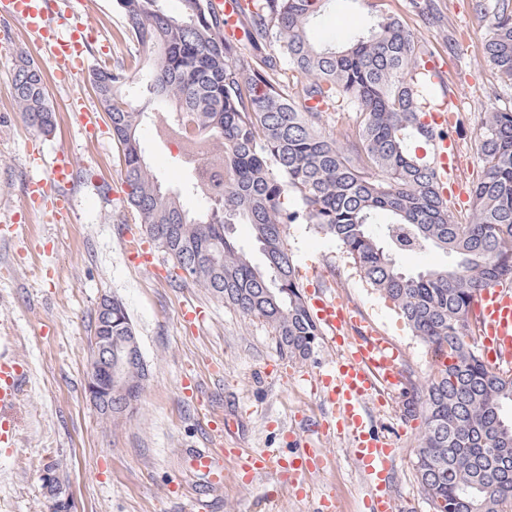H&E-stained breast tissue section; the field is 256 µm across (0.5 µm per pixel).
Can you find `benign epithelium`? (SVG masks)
I'll return each instance as SVG.
<instances>
[{"label":"benign epithelium","mask_w":512,"mask_h":512,"mask_svg":"<svg viewBox=\"0 0 512 512\" xmlns=\"http://www.w3.org/2000/svg\"><path fill=\"white\" fill-rule=\"evenodd\" d=\"M93 347L97 363L91 368L87 383L90 401L98 407L116 394L124 398L126 410H131L136 405L133 364L143 361L138 341L133 336H124L114 344L112 336L96 335Z\"/></svg>","instance_id":"benign-epithelium-1"}]
</instances>
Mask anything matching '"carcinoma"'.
Returning <instances> with one entry per match:
<instances>
[{"instance_id":"cac0c4a2","label":"carcinoma","mask_w":512,"mask_h":512,"mask_svg":"<svg viewBox=\"0 0 512 512\" xmlns=\"http://www.w3.org/2000/svg\"><path fill=\"white\" fill-rule=\"evenodd\" d=\"M247 41L272 52L254 67L224 39L212 0H116L124 41L142 48L133 63L91 73L121 146L127 202L178 268L241 314L269 325L279 353L306 360L319 343L285 229L305 224L339 244L370 288L392 303L427 345L435 369L407 401L421 417L415 476L431 512H512V374L489 364L471 335L479 291L512 277V111L494 109L477 150L473 217L452 220L433 165L435 132L420 116L437 103L422 56L429 49L400 17L317 44L314 21L332 0H252ZM489 37L484 55L512 84V0H473ZM26 125L48 133L55 113L43 74L23 59L14 73ZM172 107L169 126L186 127L196 162L182 161L190 214L145 158L154 112L136 93ZM357 114L345 143L322 132L329 111ZM249 224L264 257L254 263L232 235ZM437 250L443 265L410 271L399 257ZM133 328L112 299V335Z\"/></svg>"}]
</instances>
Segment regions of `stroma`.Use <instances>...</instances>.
I'll return each instance as SVG.
<instances>
[{
	"instance_id": "35a3bbf8",
	"label": "stroma",
	"mask_w": 512,
	"mask_h": 512,
	"mask_svg": "<svg viewBox=\"0 0 512 512\" xmlns=\"http://www.w3.org/2000/svg\"><path fill=\"white\" fill-rule=\"evenodd\" d=\"M427 3L419 10L412 0H332L311 35L322 42L345 34L369 23L378 9L404 20L446 64L447 81L458 93L456 180L466 192L480 173L477 136L491 108H512V84L503 83L484 56L488 31L472 0ZM71 9L98 37L85 49L74 82H59L52 62H40L56 114L49 135L29 128L14 101L15 68L20 57L32 55L33 38L18 24L0 23V353L18 356L27 370L12 413L13 439L0 444V512H50L41 481L50 464L76 512H182L197 496L211 500L213 512H323L329 499L335 512H367L369 486L344 438L313 439L331 464L307 476L311 491L304 497L275 487L268 475L241 485L225 458L220 485L193 468V451L209 447L218 420L226 425L225 447L288 453L287 433L301 432L305 419L329 411L300 375L332 364L336 353L322 344L304 361L281 357L267 324L198 285L147 235L127 204L121 150L111 132L87 136L70 109L77 86L87 105L98 107L91 71L104 59H128L138 47L119 37L115 0H72ZM166 122V113H156L144 147L153 173L178 187L184 179L180 145L163 136ZM62 153L76 161L65 218L49 201L25 193L44 164ZM286 233L303 284H318L404 349L403 385L371 414L397 450V512H431L413 467L423 422L402 414L432 372L427 347L359 279L334 239L303 224L289 225ZM133 249L148 262H131ZM105 296L124 303L148 368L134 411L115 421L86 394L95 313ZM193 307L204 321L187 316ZM188 379L199 384L198 394H183Z\"/></svg>"
}]
</instances>
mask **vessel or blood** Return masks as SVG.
Here are the masks:
<instances>
[{"label":"vessel or blood","instance_id":"obj_1","mask_svg":"<svg viewBox=\"0 0 512 512\" xmlns=\"http://www.w3.org/2000/svg\"><path fill=\"white\" fill-rule=\"evenodd\" d=\"M219 12L228 15L224 28L226 38H240L239 23L249 8V0H213ZM52 0H0V18L25 27L35 35L38 48L47 50L55 64L72 70L79 62L83 47L90 39L86 27L68 25L59 33L51 18ZM442 177H450L455 169L458 144L448 136L435 144ZM73 162L67 155L57 156L48 173L30 182V198L54 196L55 207L66 211L69 199L61 189L69 184ZM310 314L326 344L336 346L341 358L324 372L304 374V381L319 389L333 407L325 419L312 422L294 449L282 454L276 451L254 452L242 448L225 449V457L233 459L243 485H250L265 473L275 474L280 484L299 487L308 492L306 476L324 469L328 457L322 449L311 447L315 436L339 435L351 444L352 456L365 475L370 496V512H394L391 491L392 451L390 441L372 425L370 405L385 404V396L402 383L398 367L399 352L376 330L364 327L340 300L314 291L308 301ZM478 336L482 350L491 355L495 365L512 363V283L501 280L484 287L475 304ZM355 338H348V331ZM24 373L18 361L0 362V441L12 431L11 413L16 405L20 378Z\"/></svg>","mask_w":512,"mask_h":512}]
</instances>
